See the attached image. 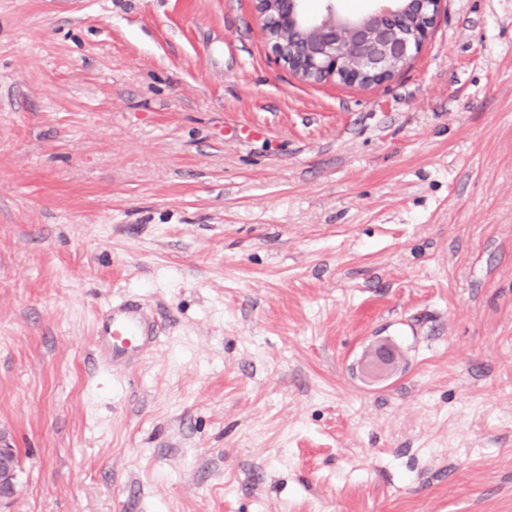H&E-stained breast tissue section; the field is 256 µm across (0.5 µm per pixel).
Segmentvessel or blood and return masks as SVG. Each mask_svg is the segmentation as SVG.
Here are the masks:
<instances>
[{
	"mask_svg": "<svg viewBox=\"0 0 512 512\" xmlns=\"http://www.w3.org/2000/svg\"><path fill=\"white\" fill-rule=\"evenodd\" d=\"M156 339L154 318L139 302L122 299L101 313L94 345L105 363L118 367L143 361Z\"/></svg>",
	"mask_w": 512,
	"mask_h": 512,
	"instance_id": "1",
	"label": "vessel or blood"
}]
</instances>
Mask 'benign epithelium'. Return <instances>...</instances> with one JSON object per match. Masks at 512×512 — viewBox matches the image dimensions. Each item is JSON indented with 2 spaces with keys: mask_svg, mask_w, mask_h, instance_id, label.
I'll return each mask as SVG.
<instances>
[{
  "mask_svg": "<svg viewBox=\"0 0 512 512\" xmlns=\"http://www.w3.org/2000/svg\"><path fill=\"white\" fill-rule=\"evenodd\" d=\"M380 5L348 15L336 0L320 11L307 0H253L254 11L276 63L307 80L323 75L349 85L384 83L404 71L429 37L442 0H378ZM396 354L379 341L366 365L369 376L393 371ZM19 461L0 432V498L14 494Z\"/></svg>",
  "mask_w": 512,
  "mask_h": 512,
  "instance_id": "obj_1",
  "label": "benign epithelium"
}]
</instances>
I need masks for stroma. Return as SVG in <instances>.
Here are the masks:
<instances>
[{"label": "stroma", "instance_id": "obj_1", "mask_svg": "<svg viewBox=\"0 0 512 512\" xmlns=\"http://www.w3.org/2000/svg\"><path fill=\"white\" fill-rule=\"evenodd\" d=\"M0 431V512H512V0L369 88L252 0H0ZM157 324L139 302H112L99 317L95 332L96 352L112 367L143 361L157 339ZM396 361V354L392 346L386 342L379 341L374 347L371 357L366 365L369 376L382 378L393 371ZM0 432V498L14 494L16 490V477L19 461L16 449Z\"/></svg>", "mask_w": 512, "mask_h": 512}]
</instances>
